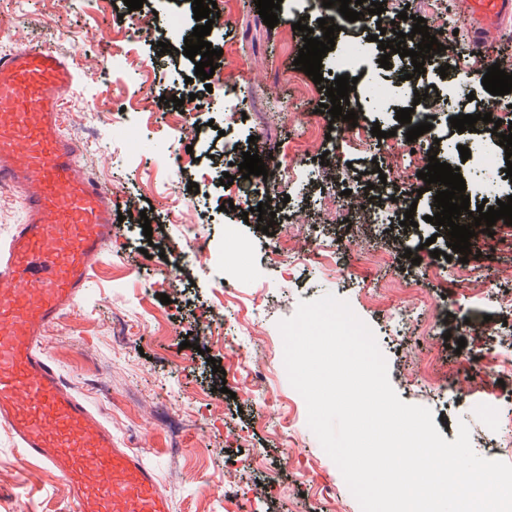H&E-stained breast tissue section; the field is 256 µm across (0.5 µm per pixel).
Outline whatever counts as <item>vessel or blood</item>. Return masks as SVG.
<instances>
[{
    "label": "vessel or blood",
    "mask_w": 512,
    "mask_h": 512,
    "mask_svg": "<svg viewBox=\"0 0 512 512\" xmlns=\"http://www.w3.org/2000/svg\"><path fill=\"white\" fill-rule=\"evenodd\" d=\"M461 13L480 34L512 19V0H462ZM78 82L53 49L0 52V185L18 191L23 212L0 244V425L23 456L66 479L78 512H173L154 469L113 437L43 349L114 230L112 193L87 174L63 128Z\"/></svg>",
    "instance_id": "1"
}]
</instances>
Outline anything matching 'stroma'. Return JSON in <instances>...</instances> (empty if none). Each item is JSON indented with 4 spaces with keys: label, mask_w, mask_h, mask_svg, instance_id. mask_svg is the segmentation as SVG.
Listing matches in <instances>:
<instances>
[{
    "label": "stroma",
    "mask_w": 512,
    "mask_h": 512,
    "mask_svg": "<svg viewBox=\"0 0 512 512\" xmlns=\"http://www.w3.org/2000/svg\"><path fill=\"white\" fill-rule=\"evenodd\" d=\"M385 8L390 15L406 10L426 19L444 13L458 30L466 28L458 0H386ZM125 11L123 0H53L47 7L41 0H0V49L37 42L67 56L71 48L61 39V28L89 37L76 65L80 82L64 105L65 129L82 143L87 168L112 190V208L124 220L116 224L101 266L74 309L50 328L46 353L113 436L155 467L173 512H227L223 486L230 468L237 472L245 512H360L337 465L307 425L304 399L266 350L280 336L278 322L292 317L299 302L327 293L347 300L374 326L402 401L429 408L447 441H454L459 423H466L474 451L500 459L498 437L484 424L489 409L512 414V405L496 400L512 391V373L500 372L466 394L459 380L466 373L465 356L499 357L512 330V317L497 303L499 294L512 291V226L493 225L480 257L468 261L474 271L468 282L450 274L443 256L431 259L426 240L443 252L448 238L425 223L426 198L418 200L414 226L403 227L392 217L355 230L363 214L352 202L363 195L360 174L373 160L359 143L372 141V126L388 132L397 121L388 112L365 117L364 134L356 139L330 129V114L316 112L334 84L330 58L322 60L323 83L302 72L289 75L304 41L298 34L287 36L286 29L305 15L303 0H282L272 28L251 0H221L210 33L213 48L222 52L220 75L206 96L209 110L195 115L200 145L192 150L193 163L174 165L167 149L180 134L155 114L164 110V97L181 86L191 66L179 49L158 54V42L170 40L160 25L129 36ZM109 53L146 60L148 76L103 69L100 60ZM248 87L253 98L241 106L245 119L219 134L225 95ZM272 96L281 113L270 112ZM133 104L144 110L145 120L140 136L129 142L124 111ZM253 136L269 145L289 143L306 161L295 182L281 178L275 163H268V196L276 214L268 234L241 220L257 202L248 185L221 183L227 159L247 151ZM328 160L336 165L331 194L323 182ZM191 182L197 190H188ZM175 189L178 206L164 205ZM335 208L344 222H333ZM142 212L159 227L152 237H145L138 223ZM228 224L239 227L233 251L224 242ZM188 226L205 239L207 261L182 255ZM313 240L328 262L304 259ZM273 247L280 250V261H272ZM231 254L245 280L237 298L222 309L218 300ZM473 286L480 287L479 296L470 295ZM164 294L169 303H161ZM420 296L436 304L437 335H422L390 316L394 307L412 305ZM204 324L212 334L208 353L201 355L183 341ZM228 336L234 349L224 346ZM239 353L250 358L252 374L229 395L220 390V369ZM434 360L448 368L447 385L435 396L427 390ZM410 366L419 378L413 386L403 379ZM287 445L295 454L286 466L281 457ZM248 454L258 456V463L241 467ZM329 487L335 490L331 500L325 493ZM74 508L66 480L24 459L0 426V512Z\"/></svg>",
    "instance_id": "35a3bbf8"
}]
</instances>
